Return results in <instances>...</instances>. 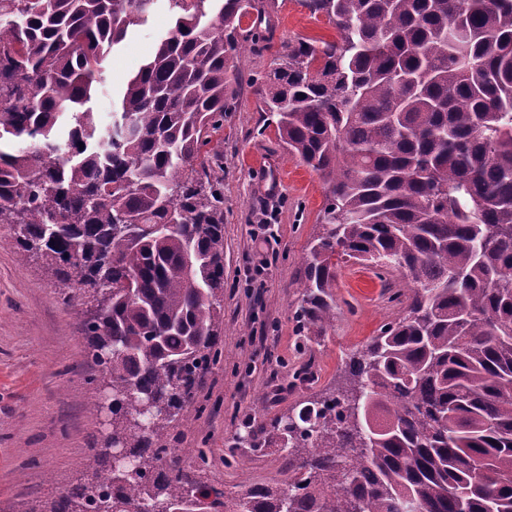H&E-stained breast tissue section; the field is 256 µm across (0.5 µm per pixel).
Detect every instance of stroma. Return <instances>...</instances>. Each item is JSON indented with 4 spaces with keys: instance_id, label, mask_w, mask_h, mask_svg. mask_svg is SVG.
Listing matches in <instances>:
<instances>
[{
    "instance_id": "35a3bbf8",
    "label": "stroma",
    "mask_w": 512,
    "mask_h": 512,
    "mask_svg": "<svg viewBox=\"0 0 512 512\" xmlns=\"http://www.w3.org/2000/svg\"><path fill=\"white\" fill-rule=\"evenodd\" d=\"M270 3L269 21L242 20L259 39L230 61L231 110L212 137L224 165V363L205 373L167 436L184 449V470L222 489L229 502L282 466L273 448L259 458L230 449L245 421L269 420L336 391L344 359L399 314L392 294L411 286L401 272L371 280L365 266L346 264L333 326L322 336L297 329V284L319 232L326 186L283 149L277 117L261 111L250 81L274 67L282 44L330 40L335 29L301 0ZM172 26L166 0H157L147 22L130 27L108 54L106 88L88 103L101 122H109L125 81ZM85 308V298L41 260L20 254L9 225L0 224V512H40L72 484L92 479L83 463L101 443L105 415L92 403L101 384L85 356ZM201 446L211 460L203 470L190 454ZM231 454L237 463L225 466Z\"/></svg>"
}]
</instances>
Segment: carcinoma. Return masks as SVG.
Masks as SVG:
<instances>
[{"mask_svg":"<svg viewBox=\"0 0 512 512\" xmlns=\"http://www.w3.org/2000/svg\"><path fill=\"white\" fill-rule=\"evenodd\" d=\"M154 0H0V224L19 252L93 291L84 321L111 414L86 460L148 512H512V0H302L336 30L283 46L253 81L289 154L321 174L323 232L294 318L336 321L348 258L401 270V313L344 385L245 423L285 478L232 504L181 468L167 432L219 363L229 60L263 0H168L174 27L112 122L84 108ZM342 252H336V243ZM77 484L50 512H89Z\"/></svg>","mask_w":512,"mask_h":512,"instance_id":"1","label":"carcinoma"}]
</instances>
